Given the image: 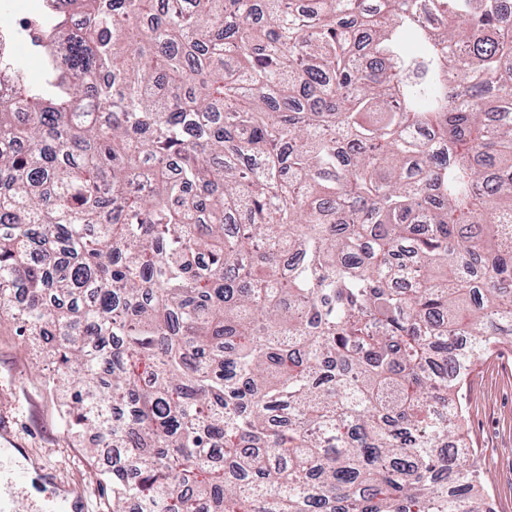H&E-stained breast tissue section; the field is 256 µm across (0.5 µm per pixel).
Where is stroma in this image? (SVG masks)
<instances>
[{
    "label": "stroma",
    "mask_w": 512,
    "mask_h": 512,
    "mask_svg": "<svg viewBox=\"0 0 512 512\" xmlns=\"http://www.w3.org/2000/svg\"><path fill=\"white\" fill-rule=\"evenodd\" d=\"M51 364L28 336L0 331V415L9 419L7 466L38 464L53 471L48 493L83 497L87 512H112V497L92 456V435L74 439L64 430L59 402L42 380ZM467 443L484 473L483 486L495 512H512V345L474 362L462 390Z\"/></svg>",
    "instance_id": "35a3bbf8"
}]
</instances>
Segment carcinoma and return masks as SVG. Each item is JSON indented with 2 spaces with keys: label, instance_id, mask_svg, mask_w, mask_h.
I'll list each match as a JSON object with an SVG mask.
<instances>
[{
  "label": "carcinoma",
  "instance_id": "carcinoma-1",
  "mask_svg": "<svg viewBox=\"0 0 512 512\" xmlns=\"http://www.w3.org/2000/svg\"><path fill=\"white\" fill-rule=\"evenodd\" d=\"M25 32L0 327L112 449V512H495L459 393L512 344L503 0H45ZM13 57L22 65L26 79L33 85L44 82L45 71L42 58L33 50L30 42L22 35L12 46Z\"/></svg>",
  "mask_w": 512,
  "mask_h": 512
}]
</instances>
